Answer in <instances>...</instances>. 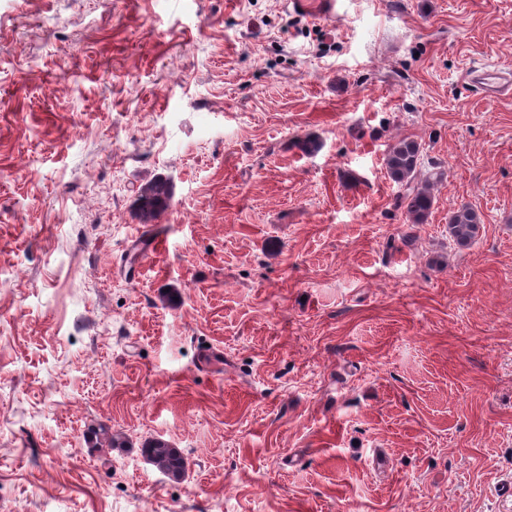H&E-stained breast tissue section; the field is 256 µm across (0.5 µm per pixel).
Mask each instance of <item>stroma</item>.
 Instances as JSON below:
<instances>
[{
    "mask_svg": "<svg viewBox=\"0 0 512 512\" xmlns=\"http://www.w3.org/2000/svg\"><path fill=\"white\" fill-rule=\"evenodd\" d=\"M475 68L512 0H0V512H512V94ZM404 138L444 172L413 230ZM467 83L483 96L492 97L505 91L512 83L511 72L474 69L467 74ZM168 199V189L164 182L156 181L146 188L139 197V209L145 221H152L164 209ZM481 217L472 207L462 204L448 217V234L460 247L471 245L481 228ZM147 457L162 473L174 480H181L186 472L187 462L179 448L160 439L148 441L141 448Z\"/></svg>",
    "mask_w": 512,
    "mask_h": 512,
    "instance_id": "1",
    "label": "stroma"
}]
</instances>
